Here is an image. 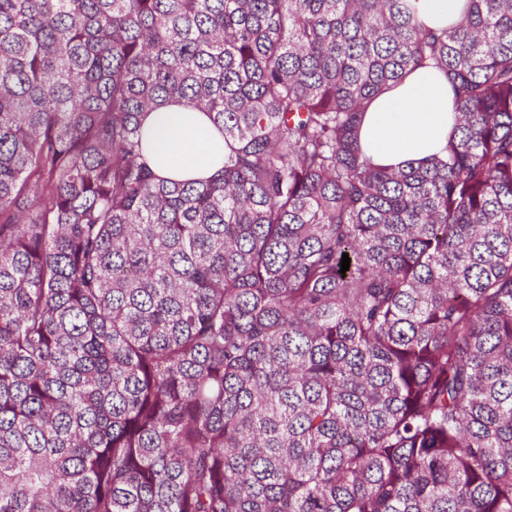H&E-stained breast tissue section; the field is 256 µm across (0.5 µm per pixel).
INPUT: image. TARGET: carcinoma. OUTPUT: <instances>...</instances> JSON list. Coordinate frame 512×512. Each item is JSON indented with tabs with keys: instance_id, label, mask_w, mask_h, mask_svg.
<instances>
[{
	"instance_id": "1",
	"label": "carcinoma",
	"mask_w": 512,
	"mask_h": 512,
	"mask_svg": "<svg viewBox=\"0 0 512 512\" xmlns=\"http://www.w3.org/2000/svg\"><path fill=\"white\" fill-rule=\"evenodd\" d=\"M416 3L0 0V512H512V0ZM425 67L454 130L378 166ZM425 24L433 29L443 28L463 16L465 0H419ZM448 80L437 69L412 72L368 108L361 143L375 164L401 166L439 153L455 125ZM146 155L157 174L175 180H205L224 162V139L207 115L184 103L150 112L143 125Z\"/></svg>"
}]
</instances>
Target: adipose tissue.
<instances>
[{
  "instance_id": "adipose-tissue-1",
  "label": "adipose tissue",
  "mask_w": 512,
  "mask_h": 512,
  "mask_svg": "<svg viewBox=\"0 0 512 512\" xmlns=\"http://www.w3.org/2000/svg\"><path fill=\"white\" fill-rule=\"evenodd\" d=\"M455 125L448 81L437 69L412 72L368 108L361 143L374 163L401 166L439 153ZM146 154L157 174L205 180L224 162V140L207 115L182 103L150 112L143 125Z\"/></svg>"
}]
</instances>
